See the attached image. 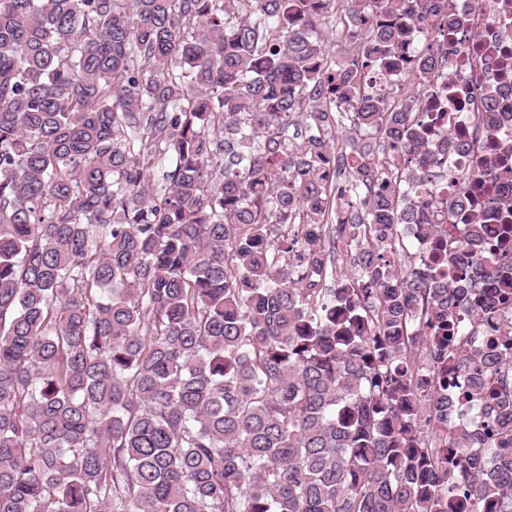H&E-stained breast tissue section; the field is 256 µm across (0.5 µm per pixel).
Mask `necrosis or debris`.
Here are the masks:
<instances>
[{"mask_svg": "<svg viewBox=\"0 0 512 512\" xmlns=\"http://www.w3.org/2000/svg\"><path fill=\"white\" fill-rule=\"evenodd\" d=\"M438 18L453 23L449 39L434 41L431 54L449 63L452 77L420 88L412 73L399 74L396 96L417 98L435 142L455 133L446 168L431 179L430 218L448 222V201L464 183L481 185L480 222L486 241L498 238L504 209L512 210V177L483 175L487 153L512 165V0H440ZM494 107H487L488 95Z\"/></svg>", "mask_w": 512, "mask_h": 512, "instance_id": "4bbe7bcc", "label": "necrosis or debris"}]
</instances>
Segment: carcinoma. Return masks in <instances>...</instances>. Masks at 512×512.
Here are the masks:
<instances>
[{
    "label": "carcinoma",
    "instance_id": "carcinoma-1",
    "mask_svg": "<svg viewBox=\"0 0 512 512\" xmlns=\"http://www.w3.org/2000/svg\"><path fill=\"white\" fill-rule=\"evenodd\" d=\"M343 2L378 48L334 68V0H0V512H512V266L430 223L387 87L451 75L401 53L447 33Z\"/></svg>",
    "mask_w": 512,
    "mask_h": 512
}]
</instances>
